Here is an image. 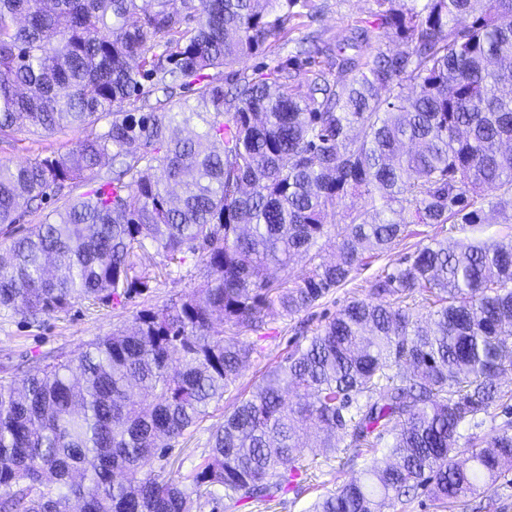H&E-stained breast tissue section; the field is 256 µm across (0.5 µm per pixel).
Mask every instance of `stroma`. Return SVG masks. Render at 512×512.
I'll return each mask as SVG.
<instances>
[{
	"mask_svg": "<svg viewBox=\"0 0 512 512\" xmlns=\"http://www.w3.org/2000/svg\"><path fill=\"white\" fill-rule=\"evenodd\" d=\"M316 2L320 8L317 21L311 23L303 17L295 19L288 39L267 42L259 53L239 63V71L258 78H274L276 67L286 64L297 50L308 47L310 37L333 46L345 42L353 28L378 23L375 0ZM81 137V132L73 130L46 137L24 127L12 136L0 139V160L22 163L38 155L64 153ZM415 249V239L403 241L388 253L370 258L367 266L357 274L355 285L335 289L318 306L291 317L272 312L264 330L244 333L243 340L252 347L253 353L242 368L235 387L225 393L219 405L209 407L207 415L190 435L176 441L165 457L154 459L155 473L166 476L193 470L203 461L208 440L223 424L225 414L231 412L241 399L249 397L266 371L301 341L303 333H314L350 300L366 297L369 282L382 269L397 266ZM205 276L198 256L191 255L180 272L159 281L149 293L125 304L97 307L79 304L68 313L46 314L34 320L11 310H0V380L19 377L34 367L53 362L60 355L77 356L95 338L129 323L137 310L160 309L192 293ZM303 443L302 462L308 465L309 471L300 491L287 492L279 500L269 503L238 505L231 512H307L319 493L358 476L369 461L368 453L351 449L328 460L312 454L315 437L304 438Z\"/></svg>",
	"mask_w": 512,
	"mask_h": 512,
	"instance_id": "stroma-1",
	"label": "stroma"
}]
</instances>
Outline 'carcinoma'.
Wrapping results in <instances>:
<instances>
[{"mask_svg": "<svg viewBox=\"0 0 512 512\" xmlns=\"http://www.w3.org/2000/svg\"><path fill=\"white\" fill-rule=\"evenodd\" d=\"M375 2L406 49L361 28L336 50V79L318 71L305 94L296 59L270 83L209 71L288 33L297 8L316 16L314 0H0V137L85 132L64 154L0 160V234L45 215L0 255V310L120 303L189 253L206 269L195 293L0 382V512H190L215 487L271 500L302 471L312 426L327 459L389 442L310 512H381L420 487L456 503L512 467L509 417L457 451L463 423L512 412L505 235L416 244L224 415L195 472L151 469L224 399L252 354L239 336L270 309L314 308L414 226L512 223V0ZM146 82L163 98L113 111ZM194 121L203 131L183 136ZM349 195L361 206L338 210ZM330 217L336 260L318 263ZM148 244L162 257L151 269L137 264ZM305 258L296 279L268 278Z\"/></svg>", "mask_w": 512, "mask_h": 512, "instance_id": "obj_1", "label": "carcinoma"}]
</instances>
